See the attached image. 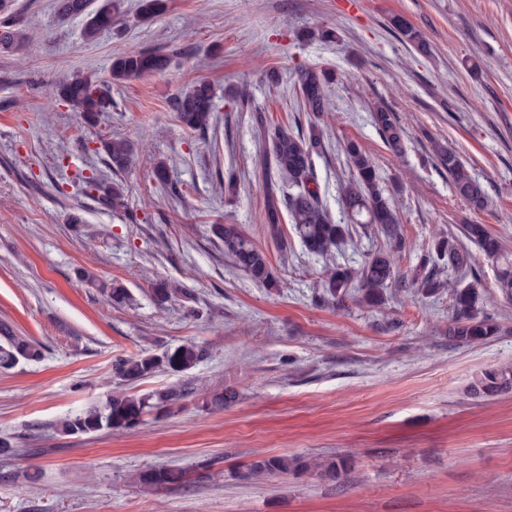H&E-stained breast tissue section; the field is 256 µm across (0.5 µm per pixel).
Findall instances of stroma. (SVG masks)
Returning <instances> with one entry per match:
<instances>
[{"instance_id":"stroma-1","label":"stroma","mask_w":512,"mask_h":512,"mask_svg":"<svg viewBox=\"0 0 512 512\" xmlns=\"http://www.w3.org/2000/svg\"><path fill=\"white\" fill-rule=\"evenodd\" d=\"M396 16L429 54L394 34ZM1 21L26 38L0 53V326L40 344L43 357L0 371V443L9 446L0 512H512V394L466 393L476 372L512 363V299L474 253L466 279L478 282L499 332L461 344L448 337V294L421 296L406 278L436 235L466 224L486 225L512 250V0H167L150 20L139 0H121L91 41L85 18L59 22L55 0H0ZM321 29L333 38H316ZM128 51L170 63L110 81L113 57ZM303 68L334 75L332 108L318 120L299 106ZM90 73L112 99L92 127L52 93ZM198 80L216 90L217 132L172 118L173 100ZM379 105L406 130L403 155L371 121ZM255 110L294 134L320 124L315 178L332 216L352 174L344 144L371 156L402 237V276L382 308L318 305L324 260L306 253L291 224L284 246L264 235ZM115 136L138 148L120 176L126 213L102 209L87 184L108 174L103 143ZM437 142L486 187L485 210L454 195ZM161 159L175 195L154 189ZM224 223L267 251L278 289L225 257L209 232ZM161 280L184 290L162 307L151 295ZM115 284L127 288L126 304H107ZM189 339L204 350L193 369L135 388H181L170 413L125 431L55 432L61 417L109 398L115 358ZM224 390L236 394L230 404L203 409V393ZM293 454L353 467L338 481L243 476L254 460ZM158 467L189 469L192 481L145 491L139 474Z\"/></svg>"}]
</instances>
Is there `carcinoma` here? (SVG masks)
<instances>
[{
	"label": "carcinoma",
	"instance_id": "carcinoma-1",
	"mask_svg": "<svg viewBox=\"0 0 512 512\" xmlns=\"http://www.w3.org/2000/svg\"><path fill=\"white\" fill-rule=\"evenodd\" d=\"M89 0H56L60 19L68 20L86 13ZM116 0L104 4L87 20L86 39L112 27ZM395 33L412 43L417 51L427 53L422 36L405 20L393 22ZM23 38L21 30L8 23L0 25V51L14 49ZM167 58L155 52H133L112 59L109 73L114 80H125L160 71ZM332 76L323 70L305 68L297 75L302 106L320 118L329 111L326 89ZM54 95L79 113L89 126L97 124L100 115L112 107V99L102 90L98 81L87 76H75L58 83ZM214 89L207 81H197L172 103L175 120L185 129L205 131L213 119ZM372 119L386 146L395 154L403 152L405 131L395 113L379 106ZM109 168L114 173L124 171L132 162L133 147L129 141L113 138L104 145ZM323 151L321 131L311 126L309 136H294L287 129L277 127L269 134L261 157L262 188L265 202L264 231L267 238L279 245L284 241L280 206H285L288 219L305 250L317 256H330L333 251L355 233L356 227L370 228L384 234L396 247H401L399 216L382 186V179L369 154L357 142L345 144L344 153L354 170L351 179L340 187L342 217L335 220L323 207L320 187L314 178V156ZM439 165L448 172L451 187L461 200L473 210H484L489 203L485 186L470 173L467 165L452 150L436 148ZM98 201L118 212L127 208L122 184L98 178L92 184ZM212 236L224 248V256L234 267L255 284L273 290L279 281L267 253L251 240L237 224H213ZM465 237L473 243L496 270V286L501 293L512 296V253L507 252L501 240L484 224L464 225ZM463 274L471 269L470 252L453 236L439 235L433 239L431 251L410 274L412 284L421 295L431 297L448 291L453 313L448 322V337L460 343H476L489 339L498 331V324L480 314V296L477 287L444 277V268ZM397 276L394 255L378 251L368 255L359 267L337 263L323 275L322 292L317 303L321 306H340L349 298L369 306L382 305L385 290ZM181 289L166 282L154 284L152 294L160 305L167 303ZM42 357L39 344L0 331V370H10L20 361H38ZM203 350L193 342H184L159 354L119 357L112 362V375L119 389L102 406H92L69 415L57 424L65 435L91 434L102 430L123 431L138 426L148 412H166L182 398V390L164 387L147 394L130 392L137 382L152 377L159 371L183 373L197 365ZM468 393L474 398H492L512 393V364L484 368L469 383ZM350 470L348 460L309 461L301 456H273L249 464L248 475L256 478L273 473L301 475L314 472L336 480ZM187 472L175 468L144 471L139 483L146 490L173 486L184 482Z\"/></svg>",
	"mask_w": 512,
	"mask_h": 512
}]
</instances>
